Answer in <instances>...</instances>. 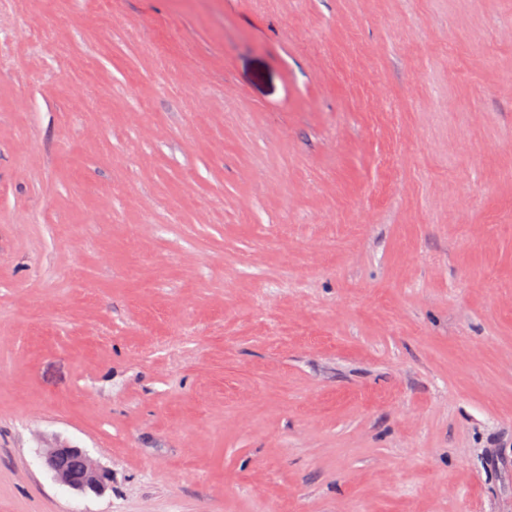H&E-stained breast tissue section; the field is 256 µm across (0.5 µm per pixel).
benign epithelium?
<instances>
[{"label": "benign epithelium", "instance_id": "obj_1", "mask_svg": "<svg viewBox=\"0 0 512 512\" xmlns=\"http://www.w3.org/2000/svg\"><path fill=\"white\" fill-rule=\"evenodd\" d=\"M45 468L60 485L84 496H101L110 487L112 473L87 451L68 444L41 450Z\"/></svg>", "mask_w": 512, "mask_h": 512}]
</instances>
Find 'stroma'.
<instances>
[{"mask_svg": "<svg viewBox=\"0 0 512 512\" xmlns=\"http://www.w3.org/2000/svg\"><path fill=\"white\" fill-rule=\"evenodd\" d=\"M0 512H512V0H0ZM41 457L53 479L77 494L101 496L112 482L111 471L100 465L84 448L57 444L42 448Z\"/></svg>", "mask_w": 512, "mask_h": 512, "instance_id": "1", "label": "stroma"}]
</instances>
